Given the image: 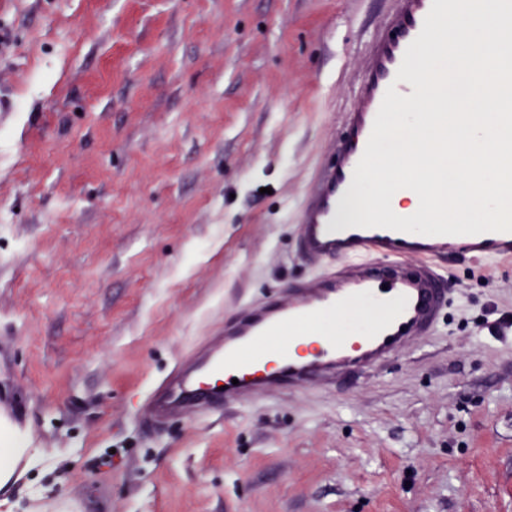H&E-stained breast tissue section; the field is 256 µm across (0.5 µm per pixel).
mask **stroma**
Returning <instances> with one entry per match:
<instances>
[{"label": "stroma", "mask_w": 512, "mask_h": 512, "mask_svg": "<svg viewBox=\"0 0 512 512\" xmlns=\"http://www.w3.org/2000/svg\"><path fill=\"white\" fill-rule=\"evenodd\" d=\"M395 0H0V512H512V259L417 346L156 420L155 381L317 273L299 213ZM28 453L27 448H21L17 443L1 442L0 444V486L13 473L15 463Z\"/></svg>", "instance_id": "stroma-1"}]
</instances>
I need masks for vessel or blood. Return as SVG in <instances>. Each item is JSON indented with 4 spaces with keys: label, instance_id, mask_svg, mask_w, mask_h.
<instances>
[{
    "label": "vessel or blood",
    "instance_id": "vessel-or-blood-1",
    "mask_svg": "<svg viewBox=\"0 0 512 512\" xmlns=\"http://www.w3.org/2000/svg\"><path fill=\"white\" fill-rule=\"evenodd\" d=\"M431 5L432 0H398L391 32L374 43L357 104L346 115L353 143L321 171L308 193L298 248L320 265L319 274L225 322L223 336L153 387L154 418L197 415L228 398L330 386L346 375L368 373L427 336L439 321L445 277L434 259L458 253L512 258V232L429 236L347 228L336 221L386 90L413 92L396 74ZM304 336L317 344L306 359L293 351Z\"/></svg>",
    "mask_w": 512,
    "mask_h": 512
}]
</instances>
